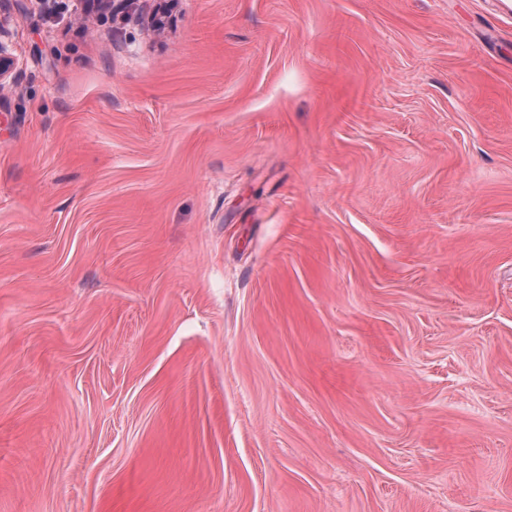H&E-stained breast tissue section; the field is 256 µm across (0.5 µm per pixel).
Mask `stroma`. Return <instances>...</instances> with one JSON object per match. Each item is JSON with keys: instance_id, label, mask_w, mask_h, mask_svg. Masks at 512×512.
I'll use <instances>...</instances> for the list:
<instances>
[{"instance_id": "1", "label": "stroma", "mask_w": 512, "mask_h": 512, "mask_svg": "<svg viewBox=\"0 0 512 512\" xmlns=\"http://www.w3.org/2000/svg\"><path fill=\"white\" fill-rule=\"evenodd\" d=\"M0 0V512H512L503 0Z\"/></svg>"}]
</instances>
